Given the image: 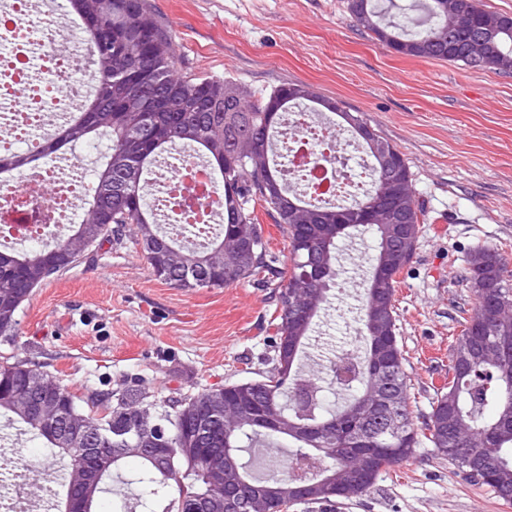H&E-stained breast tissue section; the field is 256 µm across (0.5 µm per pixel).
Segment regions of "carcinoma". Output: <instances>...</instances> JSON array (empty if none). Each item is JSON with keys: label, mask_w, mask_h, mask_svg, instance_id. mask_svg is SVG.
I'll list each match as a JSON object with an SVG mask.
<instances>
[{"label": "carcinoma", "mask_w": 512, "mask_h": 512, "mask_svg": "<svg viewBox=\"0 0 512 512\" xmlns=\"http://www.w3.org/2000/svg\"><path fill=\"white\" fill-rule=\"evenodd\" d=\"M66 12L81 26L92 57L91 74L81 96V105L61 119L50 122L51 132L22 149L0 152V186L19 180L30 167L56 158L73 156L79 150L96 149L109 138L107 150L99 153L90 188L79 205L71 234L50 249L15 251L0 248V337L18 333V314L36 288L51 276L76 262L62 260L73 240L95 225L100 246L121 237L129 224L140 226L142 238L132 240L142 249L163 281L178 288H224L247 280L258 285L276 284L277 300L270 326L275 331L274 368L270 375L224 386L190 391L163 401V409L145 402L139 388L120 391L88 389L82 394L60 384L56 393L61 412L82 421L81 429L97 434L95 446L112 449V469L99 481L90 508L108 492L112 477L129 459L137 461L128 472L129 481L143 487L134 509L140 512H191L195 497H222L220 479L209 472L204 453H178L158 467L144 454L132 452L138 440L153 431L155 438L172 448H206L235 455L247 481L274 483L281 493L270 512H290L300 505L334 504L344 495L328 487L329 475H340L359 465L356 495L368 493L380 475L412 456L423 442L448 461L472 485L490 489L505 502L512 501V274L503 249L478 244L468 253L461 280L475 296L473 310H460V334L448 350V386L441 389L424 428H418L410 409L408 375L397 328L395 292L405 261L397 255L396 236L383 224H374L370 214L381 204L378 188L389 176L403 185L395 203L402 220L419 237L425 221L405 155L396 152L398 168L382 170L360 130L369 123L358 112L351 122L333 113L324 123L347 124L352 135L368 151L371 190L353 203L319 202L288 187L281 155L273 149L279 138L281 118L293 108L318 111L319 96L289 94L295 84L284 82L263 97L242 107L224 98V80L180 74L175 68L173 34L152 14L148 0H65ZM357 25L395 54L445 60L462 66L512 75V15L485 9L480 0H349ZM470 14L465 25L452 24L453 14ZM149 114L150 129L138 154L125 156L130 126L139 112ZM243 138L260 142L263 154L253 163L234 154ZM182 149L206 159L215 176L224 205L222 222L197 246L185 230L161 229L159 205L149 201L150 175L158 163ZM125 181L120 194L101 195L107 180ZM274 180L280 195L267 197L261 183ZM315 212L323 224H294L283 199ZM272 216L288 239L289 264L277 266L269 240L259 222L256 207ZM372 236L376 241L369 259V274L361 308L362 346L340 354L330 365L336 373L349 358L351 377L340 385L345 398L329 408L321 398L304 409L300 392L318 390L303 378L299 361L321 310L329 303L340 275L339 243L353 235ZM158 237L184 259L186 274L173 278L164 270L163 257L143 240ZM239 239L246 249L243 264L224 268V241ZM310 262L317 275L300 277V262ZM304 288L313 299L311 314L294 318L288 294ZM38 369L23 362L0 364V416L5 415L45 447L66 461L61 473L68 487L72 467L84 461L81 446L62 438L60 429L25 413L19 395L35 378ZM387 378L385 403L366 418L354 413L357 404L370 396V387ZM219 396L230 402H247L241 423L210 436L202 443L195 429L208 402ZM476 439L470 449L488 461L489 474L473 476L466 460L448 452L458 447L455 430ZM274 444L302 468L294 477L251 473L256 448Z\"/></svg>", "instance_id": "1"}]
</instances>
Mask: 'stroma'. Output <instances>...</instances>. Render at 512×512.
Listing matches in <instances>:
<instances>
[{"mask_svg":"<svg viewBox=\"0 0 512 512\" xmlns=\"http://www.w3.org/2000/svg\"><path fill=\"white\" fill-rule=\"evenodd\" d=\"M191 74L259 96L295 82L363 113L407 158L429 214L396 288L411 408L429 416L448 381L457 307L474 296L450 274L479 244H505L512 264V75L387 51L347 0H149ZM370 239H346V284L326 306L309 364L359 343ZM277 290L241 282L177 288L156 277L129 236L89 248L37 288L0 364L24 361L74 392L141 388L166 400L203 386L262 378L273 367L268 313ZM308 512H512L468 484L430 445L382 474L365 495Z\"/></svg>","mask_w":512,"mask_h":512,"instance_id":"obj_1","label":"stroma"}]
</instances>
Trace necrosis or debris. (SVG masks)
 Segmentation results:
<instances>
[{
  "instance_id": "4bbe7bcc",
  "label": "necrosis or debris",
  "mask_w": 512,
  "mask_h": 512,
  "mask_svg": "<svg viewBox=\"0 0 512 512\" xmlns=\"http://www.w3.org/2000/svg\"><path fill=\"white\" fill-rule=\"evenodd\" d=\"M43 17V30H34L32 13ZM0 25V78H8L0 91V138L22 129L34 135L42 123L31 113L59 116L75 106L83 77L91 69L90 51L72 36L69 20L50 12L46 0H11ZM286 169L302 176L322 195L350 199L367 187V163L351 167L356 151L352 137L324 128L309 116L289 113L281 130ZM76 161L53 163L26 171L17 185L0 188V239L35 233L47 243L55 228L73 221L79 201L89 186L77 176ZM161 190L180 189V205L168 214L173 224L183 223L188 212H202L201 198L214 189L209 171L188 166L173 156L159 174ZM0 494L9 499L8 512H51L55 495L48 486H27L26 473L14 460L0 462Z\"/></svg>"
}]
</instances>
